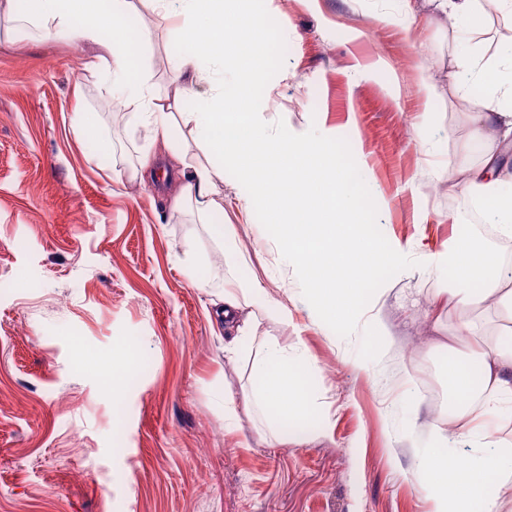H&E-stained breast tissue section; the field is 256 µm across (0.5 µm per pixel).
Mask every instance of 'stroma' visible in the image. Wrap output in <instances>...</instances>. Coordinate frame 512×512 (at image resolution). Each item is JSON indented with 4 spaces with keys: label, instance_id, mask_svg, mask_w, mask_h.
I'll return each instance as SVG.
<instances>
[{
    "label": "stroma",
    "instance_id": "1",
    "mask_svg": "<svg viewBox=\"0 0 512 512\" xmlns=\"http://www.w3.org/2000/svg\"><path fill=\"white\" fill-rule=\"evenodd\" d=\"M419 21L404 29L408 8ZM264 68L256 94L271 132L321 136L356 180L375 232L407 250L368 280L392 345L375 359L362 326L314 324L306 284L274 242L262 202L239 208L225 171L224 223L249 261L240 274L286 304L262 328L283 346L303 339L315 368L316 412L288 441L245 410L255 358L228 362L207 289L224 252L190 211L172 212L170 175L115 176L135 164L142 129L101 112L107 83L86 69L89 47L42 38L0 8V512H430L412 449L396 431L414 412L435 418L420 390L440 371L458 312L435 307L455 287L446 254L465 221L464 170L481 160L471 117L491 106L467 84L475 51L437 23L428 0H263ZM157 90L180 77L168 22L141 45ZM437 91L427 99L422 81ZM96 115L77 129V111ZM232 396L234 422L224 417ZM449 458L512 453V411L489 440L445 431Z\"/></svg>",
    "mask_w": 512,
    "mask_h": 512
}]
</instances>
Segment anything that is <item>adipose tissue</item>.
<instances>
[{
	"label": "adipose tissue",
	"mask_w": 512,
	"mask_h": 512,
	"mask_svg": "<svg viewBox=\"0 0 512 512\" xmlns=\"http://www.w3.org/2000/svg\"><path fill=\"white\" fill-rule=\"evenodd\" d=\"M15 17L33 24L41 37L73 32L76 40L99 46L95 64L111 75L114 104L130 122L149 128L154 141L173 138L169 114L156 92L152 76L138 52L131 47L121 19L130 0H7ZM159 19L183 15V26L173 31L177 41L193 44L194 51L175 63L187 77L183 97L191 103L181 120L195 133L193 148L199 162L188 165L184 184L174 199V210L193 207L200 223L210 225L224 246V274L207 286L220 304L217 315L235 340L224 355L236 361L253 354L260 364L254 375L253 406L278 425L315 412L312 379L315 370L302 346L287 348L261 331V314L287 318L288 308L259 281L236 275L247 259L236 245L232 231L214 223L223 213L224 198L215 187L232 169L246 187L238 203L249 209L262 201L279 231L283 258L296 265L306 281L308 309L324 324L352 326L363 322L373 333L378 355H385L390 338L378 315H367L374 300L365 281L377 267L403 262L405 248L375 233L363 217L353 216L354 188L336 165L333 154L295 133L272 134L258 120L251 104L256 97L258 48L264 42L265 23L254 15L250 0H149ZM210 60L219 70L233 69L232 81L213 88L208 99L195 90L201 75L200 60ZM474 80L496 71L492 90L512 101V55L483 45L466 60ZM475 138L483 163L465 171L464 189L487 211L500 232L512 236V170L499 158L512 146V108H491L473 116ZM449 263L458 288L456 304L461 316L448 338L453 348L444 363L448 389L459 401L453 415L460 432L482 433L480 402L512 398V344L489 347L484 325L468 315L474 297L493 298L512 305V289L504 287L498 255L473 241H453L447 258H431L433 266ZM401 442L416 448L419 487L431 502V512H473L483 500L484 512H501L495 500L483 499L489 480L512 488V456L494 467L473 460L449 465L446 437L440 425L421 418L407 421L399 430Z\"/></svg>",
	"instance_id": "adipose-tissue-1"
}]
</instances>
